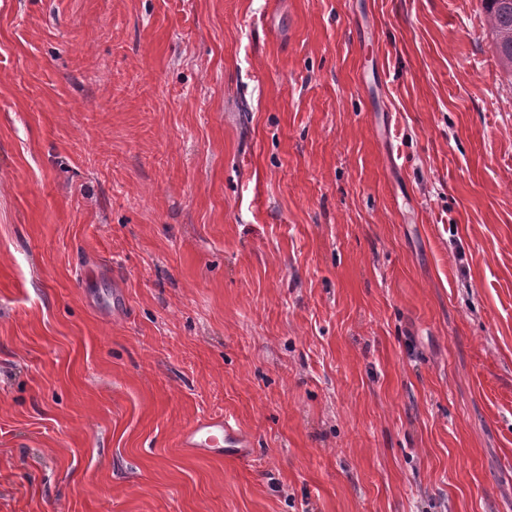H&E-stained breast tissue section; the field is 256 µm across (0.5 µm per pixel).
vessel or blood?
I'll use <instances>...</instances> for the list:
<instances>
[{"instance_id": "1", "label": "vessel or blood", "mask_w": 512, "mask_h": 512, "mask_svg": "<svg viewBox=\"0 0 512 512\" xmlns=\"http://www.w3.org/2000/svg\"><path fill=\"white\" fill-rule=\"evenodd\" d=\"M178 445L194 455L246 458L250 443L236 420L214 415L196 421L184 429Z\"/></svg>"}]
</instances>
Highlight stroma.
<instances>
[{"mask_svg": "<svg viewBox=\"0 0 512 512\" xmlns=\"http://www.w3.org/2000/svg\"><path fill=\"white\" fill-rule=\"evenodd\" d=\"M0 512H512L480 0H0ZM178 446L194 455L244 459L250 443L236 420L221 414L198 420L184 429Z\"/></svg>", "mask_w": 512, "mask_h": 512, "instance_id": "obj_1", "label": "stroma"}]
</instances>
